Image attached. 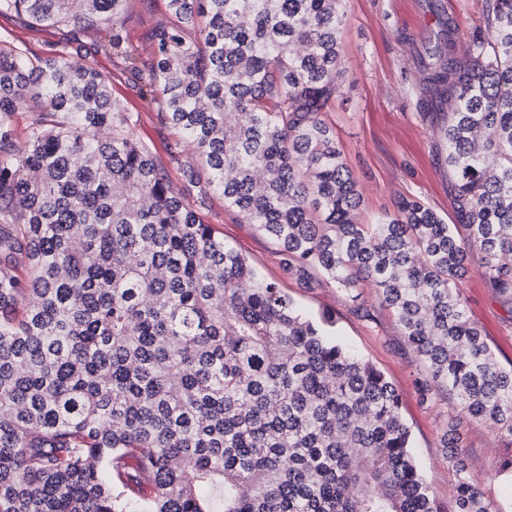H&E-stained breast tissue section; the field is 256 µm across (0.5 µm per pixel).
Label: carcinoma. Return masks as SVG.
<instances>
[{
	"label": "carcinoma",
	"instance_id": "cac0c4a2",
	"mask_svg": "<svg viewBox=\"0 0 512 512\" xmlns=\"http://www.w3.org/2000/svg\"><path fill=\"white\" fill-rule=\"evenodd\" d=\"M342 0H166L151 50L128 0H0V15L106 36L94 51L193 150L173 193L138 115L95 67L0 39V512H437L399 395L224 243L207 197L276 242L284 273L376 288L463 417L441 434L454 512H493L466 474L463 419L507 438L512 368L469 320L477 260L512 305V0H483L417 61L420 110L448 117L437 163L456 223L419 198L360 221L329 119L346 79ZM30 116L18 144L14 118Z\"/></svg>",
	"mask_w": 512,
	"mask_h": 512
}]
</instances>
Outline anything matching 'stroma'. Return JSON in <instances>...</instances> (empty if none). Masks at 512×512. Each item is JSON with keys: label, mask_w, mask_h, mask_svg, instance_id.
<instances>
[{"label": "stroma", "mask_w": 512, "mask_h": 512, "mask_svg": "<svg viewBox=\"0 0 512 512\" xmlns=\"http://www.w3.org/2000/svg\"><path fill=\"white\" fill-rule=\"evenodd\" d=\"M346 23L341 47L348 79L330 118L336 124L339 144L364 201V217L394 210L400 197L425 200L447 222L455 220L450 175L437 163V130L443 115L418 108L419 89L411 49H423L437 30V15H453L462 30L478 25L482 0H344ZM163 0H131L126 16L130 37L147 47L148 36L165 22ZM0 35L9 36L33 55L70 45L69 29L34 27L23 18L0 16ZM88 61L109 76L112 95L137 112L136 137L148 143L160 163L189 149L160 112L147 106L140 89L116 77L111 56L98 53ZM211 224L270 281L278 284L306 314L328 317L336 338L353 347L379 369L400 395L401 415L411 434L413 456L431 490L438 512H452L458 477L441 446V429L455 412L440 396L422 398L417 381L422 368L416 361L395 316L379 304L374 288L360 290L359 300L340 288L320 284L301 287L279 265L276 244L234 212L224 209L221 198L208 205ZM467 315L478 325L503 367H512V307L487 288L484 270L472 263L459 288ZM372 310L375 323L354 312L355 304ZM467 474L497 512H512V484L495 474L504 441L491 424L466 421Z\"/></svg>", "instance_id": "1"}]
</instances>
